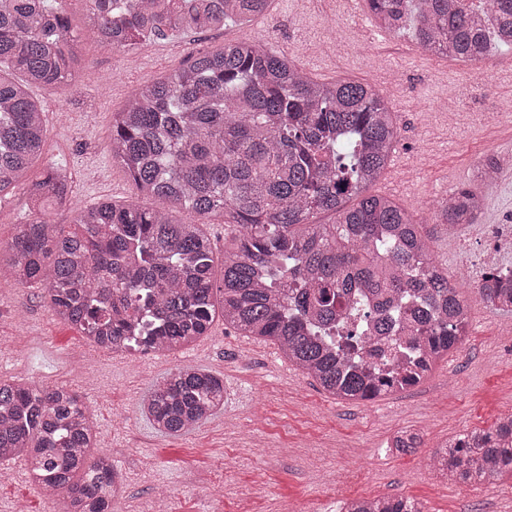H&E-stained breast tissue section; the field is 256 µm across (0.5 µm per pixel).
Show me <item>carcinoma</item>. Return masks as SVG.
<instances>
[{
    "instance_id": "carcinoma-1",
    "label": "carcinoma",
    "mask_w": 512,
    "mask_h": 512,
    "mask_svg": "<svg viewBox=\"0 0 512 512\" xmlns=\"http://www.w3.org/2000/svg\"><path fill=\"white\" fill-rule=\"evenodd\" d=\"M92 34L115 50L168 31L220 29L264 14L269 0H86ZM58 0H0V197L28 184L34 218L0 246V278L46 289L62 321L97 347L176 353L224 323L270 340L289 363L341 400H373L421 382L460 345L468 303L433 256L430 232L394 200L369 193L395 150L397 114L372 84L319 82L261 42L200 53L134 91L112 117V160L139 194L167 203L81 205L70 174L32 166L45 144L35 85L70 87L82 60L81 36ZM388 32L412 24L426 53L480 62L512 48V0H366ZM440 203L436 223L453 233L477 223L480 187L499 172ZM69 205L66 230L46 218ZM188 218L177 221L173 213ZM334 216L330 224L316 214ZM234 228L214 277V246L203 225ZM388 305L386 324L409 321L415 335L396 339L408 361L382 372L359 331L366 309L357 294ZM486 307L512 313V269L483 275ZM224 405V382L177 367L158 382L143 409L156 429L181 435ZM421 436L401 430L388 451L413 453ZM95 426L75 390L0 379V461L20 459L31 482L66 504L65 512H111L118 476L94 452ZM442 478L476 485L512 476V418L459 434L436 449ZM343 512H423L402 497L346 503Z\"/></svg>"
}]
</instances>
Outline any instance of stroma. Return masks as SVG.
Listing matches in <instances>:
<instances>
[{
	"mask_svg": "<svg viewBox=\"0 0 512 512\" xmlns=\"http://www.w3.org/2000/svg\"><path fill=\"white\" fill-rule=\"evenodd\" d=\"M72 29L83 37L84 63L75 86L36 87L45 109L43 162L63 165L76 199L158 208L137 195L109 150L112 116L129 96L191 55L235 41H264L318 81L374 83L398 116L392 161L372 191L394 198L424 223L431 202L469 184L485 156H498L497 179L483 187L475 225L455 234L437 231L433 255L467 300L463 344L420 384L371 401L325 394L269 341L243 336L216 318L210 353L163 357L90 350L82 333L50 310L43 288L0 283V378L66 384L80 392L93 415L99 448L124 479L125 497L112 512H156V492L168 512H341L352 499L407 497L424 512H512V479L467 486L437 480L427 466L435 445L512 412V314L486 308L469 256L483 253L491 267L512 268V246L491 245L487 225L512 219V127L484 116L512 100V50L482 62L433 57L411 29L377 33L372 15L356 17L327 0H270L265 15L199 34L174 32L117 51L88 37L86 0H61ZM490 73L482 96L470 87L475 71ZM93 351L83 368L80 355ZM191 366L224 380V406L194 430L160 433L142 399L173 368ZM422 437L411 454L388 453L398 430ZM0 484V512H59V505L28 481L21 461H9Z\"/></svg>",
	"mask_w": 512,
	"mask_h": 512,
	"instance_id": "1",
	"label": "stroma"
}]
</instances>
